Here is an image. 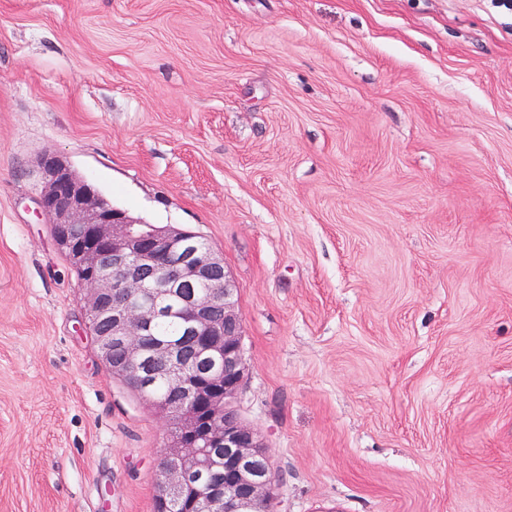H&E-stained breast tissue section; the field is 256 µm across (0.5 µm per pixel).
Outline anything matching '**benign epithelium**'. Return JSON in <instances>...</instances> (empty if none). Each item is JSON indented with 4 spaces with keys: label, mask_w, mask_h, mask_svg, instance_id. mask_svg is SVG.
I'll use <instances>...</instances> for the list:
<instances>
[{
    "label": "benign epithelium",
    "mask_w": 512,
    "mask_h": 512,
    "mask_svg": "<svg viewBox=\"0 0 512 512\" xmlns=\"http://www.w3.org/2000/svg\"><path fill=\"white\" fill-rule=\"evenodd\" d=\"M41 167L37 212L83 272L87 325H104L94 334L102 360L139 390L160 372L168 381L169 396L156 402L167 425L176 428L163 449L157 497L164 512L184 502L191 505L187 512H265L261 506L272 503L274 474L265 446L235 406L246 371L243 319L224 258L193 231L144 227L56 154L44 155ZM200 286L224 289L222 312L199 298ZM170 296L180 299L179 317L195 336L188 351L145 342L162 317L159 303ZM116 345L122 348L118 360L112 359ZM203 476L198 495L193 480Z\"/></svg>",
    "instance_id": "1"
}]
</instances>
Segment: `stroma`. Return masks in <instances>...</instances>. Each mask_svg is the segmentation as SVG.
Segmentation results:
<instances>
[{"mask_svg": "<svg viewBox=\"0 0 512 512\" xmlns=\"http://www.w3.org/2000/svg\"><path fill=\"white\" fill-rule=\"evenodd\" d=\"M49 151L223 256L274 512H512V14L0 0V512H154L171 433L35 212Z\"/></svg>", "mask_w": 512, "mask_h": 512, "instance_id": "35a3bbf8", "label": "stroma"}]
</instances>
